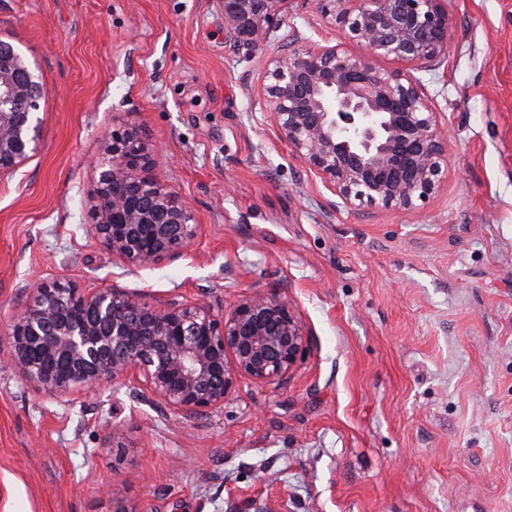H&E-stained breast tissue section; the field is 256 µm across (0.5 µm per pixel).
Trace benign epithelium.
Wrapping results in <instances>:
<instances>
[{
	"label": "benign epithelium",
	"instance_id": "benign-epithelium-1",
	"mask_svg": "<svg viewBox=\"0 0 512 512\" xmlns=\"http://www.w3.org/2000/svg\"><path fill=\"white\" fill-rule=\"evenodd\" d=\"M224 31L260 46L288 0H219ZM341 45L291 46L266 61L263 96L281 139L321 175L346 206L420 207L440 187L447 128L420 81L382 71L392 58L412 70L448 60V0H316ZM48 91L13 46L0 43V175L37 150ZM110 141L94 194V239L132 269L191 247L199 225L190 206L149 173L137 129ZM0 363L38 391L66 397L142 376L160 403L186 417L224 407L236 377L278 382L302 357L304 333L288 302L244 297L227 314L212 303L170 299L161 306L118 288L88 292L58 279L37 282L11 315Z\"/></svg>",
	"mask_w": 512,
	"mask_h": 512
}]
</instances>
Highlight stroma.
I'll use <instances>...</instances> for the list:
<instances>
[{"instance_id": "1", "label": "stroma", "mask_w": 512, "mask_h": 512, "mask_svg": "<svg viewBox=\"0 0 512 512\" xmlns=\"http://www.w3.org/2000/svg\"><path fill=\"white\" fill-rule=\"evenodd\" d=\"M451 49L417 71L450 131L420 209L346 206L268 121L288 39L352 42L288 0L269 42L219 0H0L39 73V150L0 176V348L31 283L159 304L287 300L305 352L186 419L144 379L53 398L0 366V512H512V0H448ZM192 208L183 254L127 268L89 232L109 131ZM123 481L113 484V471Z\"/></svg>"}]
</instances>
